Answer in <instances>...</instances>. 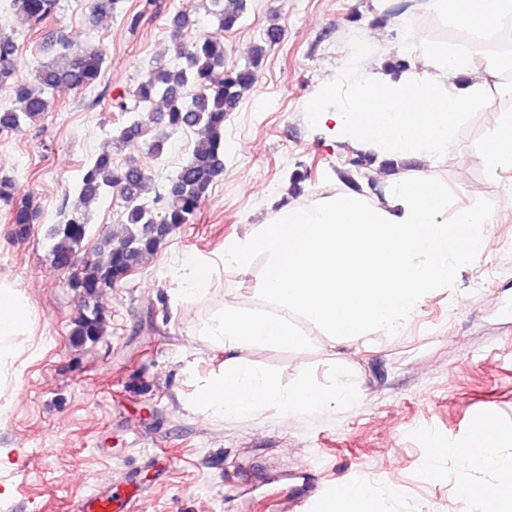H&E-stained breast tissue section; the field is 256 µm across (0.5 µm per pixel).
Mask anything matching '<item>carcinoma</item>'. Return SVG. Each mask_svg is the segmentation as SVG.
<instances>
[{"label": "carcinoma", "mask_w": 512, "mask_h": 512, "mask_svg": "<svg viewBox=\"0 0 512 512\" xmlns=\"http://www.w3.org/2000/svg\"><path fill=\"white\" fill-rule=\"evenodd\" d=\"M209 4L213 32L185 44L180 38L189 21L183 15L174 16V59L154 60L133 91L112 98L113 110L125 117L122 126L112 130V145L118 151L147 138L150 152L160 156L170 136L186 129L200 133L202 141L151 201L144 198L149 177L140 167L131 162L118 167L111 151L101 152L82 169L84 210L63 213L60 223L48 231L51 264L70 274L69 287L80 301L69 332L77 346L105 335L107 321L98 299L125 279L128 270L149 263L175 229L194 223L212 184L224 171L225 112L257 82L265 48H255L243 64L228 62L224 33L238 27L244 0H209ZM59 6L60 0H11L15 18L30 30L56 14ZM510 47L512 23L506 19L498 27L492 48ZM18 53L15 38L0 33V87L8 88L16 102V107L0 111V133L39 122L60 86H94L105 62L102 50L94 44L63 45L33 79L23 80L17 77ZM114 191L124 202L120 234L84 248L91 207ZM0 213L18 238L27 237L40 217L33 197L19 194L7 177H0Z\"/></svg>", "instance_id": "1"}]
</instances>
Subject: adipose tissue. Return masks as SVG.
<instances>
[{
    "label": "adipose tissue",
    "instance_id": "1",
    "mask_svg": "<svg viewBox=\"0 0 512 512\" xmlns=\"http://www.w3.org/2000/svg\"><path fill=\"white\" fill-rule=\"evenodd\" d=\"M439 17L474 30L495 29L512 14V0H424ZM418 71L395 80L367 77L350 87L347 105L335 106L336 84L327 82L312 111L315 125L335 141L417 160L418 167L385 177L383 202L366 203L348 193L310 205L289 203L249 234L228 240L219 259L198 256L181 266L186 295L210 291L217 264L248 270L264 261L259 285L266 311L225 303L199 328L200 336L224 351L218 372L198 386L196 404L210 414L287 413L348 399L343 384L303 382L289 394L244 357L254 346H302L312 330L344 339L372 332L398 333L418 315L429 293L452 282L460 265L488 246L485 212L474 207L449 211L448 197L429 175L432 159L447 152L453 130L486 96L498 69L480 50L461 51L444 43L426 45ZM468 84L457 85L459 75ZM490 173L512 168V113H501L483 148ZM32 314L23 293L0 278V379L13 371L31 343ZM464 455L471 466L492 469L494 484L470 485L471 497L487 512H512V459L487 454L474 442ZM394 488L342 483L326 512H378Z\"/></svg>",
    "mask_w": 512,
    "mask_h": 512
}]
</instances>
